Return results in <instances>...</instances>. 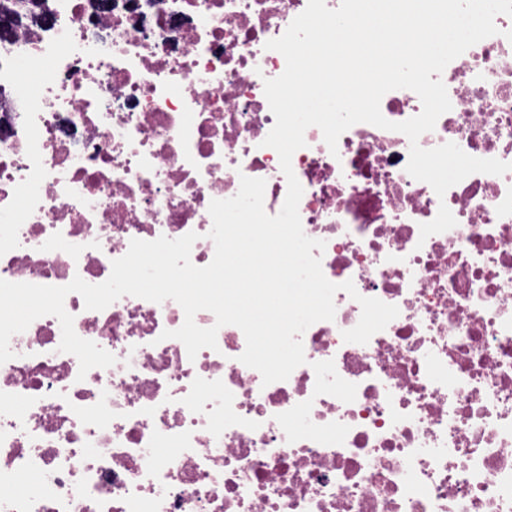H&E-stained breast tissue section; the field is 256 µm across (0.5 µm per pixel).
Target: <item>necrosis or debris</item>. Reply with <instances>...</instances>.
I'll list each match as a JSON object with an SVG mask.
<instances>
[{
	"label": "necrosis or debris",
	"mask_w": 512,
	"mask_h": 512,
	"mask_svg": "<svg viewBox=\"0 0 512 512\" xmlns=\"http://www.w3.org/2000/svg\"><path fill=\"white\" fill-rule=\"evenodd\" d=\"M51 0L52 27L0 43V279L64 286L108 279L131 240L197 233L194 265L215 253L211 200L241 176L266 182L277 214L287 180L263 141L275 123L266 49L307 0ZM441 75L452 104L418 143H456L512 164V17ZM45 72L36 92L20 70ZM292 157L304 233L325 241L328 280L398 307L367 344L335 317L302 335L306 364L263 385L240 362L246 340L217 327L189 358L162 339L184 311L124 296L64 307L115 362L79 377L57 318L34 320L0 364V512H512V171L475 173L437 197L406 171L410 142L358 123L330 153L310 127ZM447 206L454 228L421 238ZM355 383L345 403L314 396L313 363ZM349 428L343 444L287 442L279 413ZM37 477L35 488L15 486Z\"/></svg>",
	"instance_id": "necrosis-or-debris-1"
}]
</instances>
